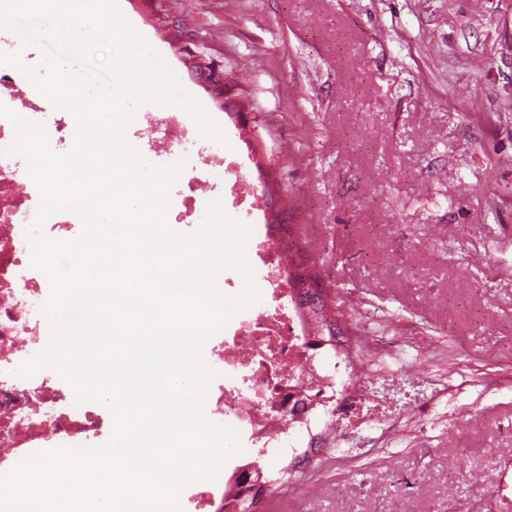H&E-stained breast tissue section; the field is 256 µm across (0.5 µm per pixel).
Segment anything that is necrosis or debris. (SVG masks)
Here are the masks:
<instances>
[{"instance_id":"necrosis-or-debris-1","label":"necrosis or debris","mask_w":512,"mask_h":512,"mask_svg":"<svg viewBox=\"0 0 512 512\" xmlns=\"http://www.w3.org/2000/svg\"><path fill=\"white\" fill-rule=\"evenodd\" d=\"M0 103L43 125L54 153L71 150L77 131L73 114L7 65H0ZM126 140L141 157L161 163L192 151L195 174L179 181L167 214L179 233L195 231L193 217L207 197L229 196L246 220L260 211V197L242 162L202 140L188 113L147 105L127 128ZM29 181L25 158L0 155V469L42 450L103 444L113 429L110 408L94 400L76 402L54 369L30 379L15 375L50 336L41 311L50 283L33 267L27 238L41 196ZM249 250L263 300L234 316L202 349L205 361L220 373L206 395L204 415L212 424L237 429L243 451L225 462L216 481L186 487L183 512H237L238 501L250 496L244 474L263 472L265 465L305 447L317 428L381 427L396 418L378 397L360 393L356 362L325 360L326 337L296 308L291 259L282 241L257 231Z\"/></svg>"}]
</instances>
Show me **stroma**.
<instances>
[{"label":"stroma","mask_w":512,"mask_h":512,"mask_svg":"<svg viewBox=\"0 0 512 512\" xmlns=\"http://www.w3.org/2000/svg\"><path fill=\"white\" fill-rule=\"evenodd\" d=\"M121 2L400 407L253 512H512V0Z\"/></svg>","instance_id":"stroma-1"}]
</instances>
